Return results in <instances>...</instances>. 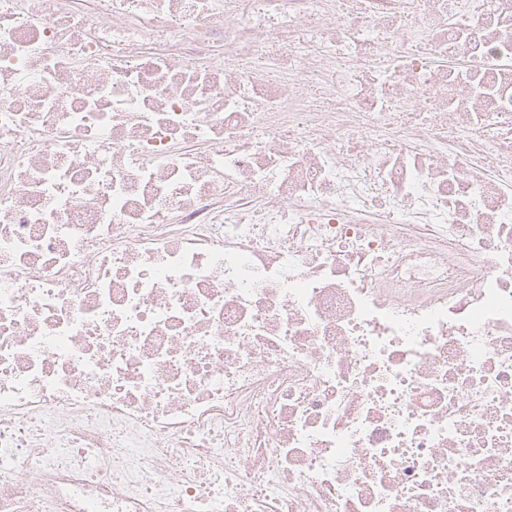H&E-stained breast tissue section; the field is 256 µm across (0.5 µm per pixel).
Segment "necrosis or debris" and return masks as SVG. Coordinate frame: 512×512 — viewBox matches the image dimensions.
<instances>
[{
	"instance_id": "necrosis-or-debris-1",
	"label": "necrosis or debris",
	"mask_w": 512,
	"mask_h": 512,
	"mask_svg": "<svg viewBox=\"0 0 512 512\" xmlns=\"http://www.w3.org/2000/svg\"><path fill=\"white\" fill-rule=\"evenodd\" d=\"M0 512H512V0H0Z\"/></svg>"
}]
</instances>
